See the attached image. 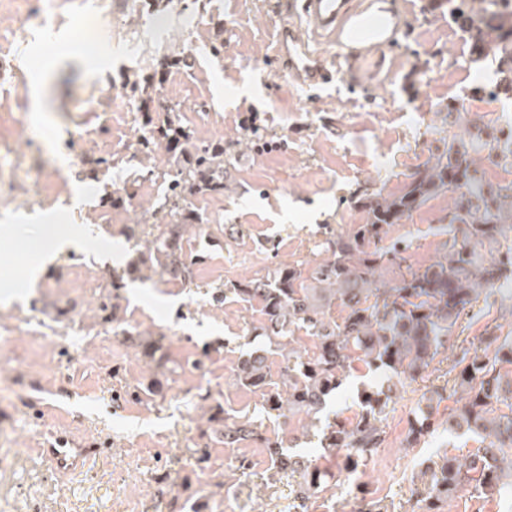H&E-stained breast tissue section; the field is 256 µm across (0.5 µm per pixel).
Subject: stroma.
Wrapping results in <instances>:
<instances>
[{
  "mask_svg": "<svg viewBox=\"0 0 512 512\" xmlns=\"http://www.w3.org/2000/svg\"><path fill=\"white\" fill-rule=\"evenodd\" d=\"M387 2L401 30L388 80L343 75L312 91L273 57L275 0H0L11 44L0 53V512H293L262 443L282 421L234 378L241 354L262 344L261 316L225 283L318 261L322 225L363 223L357 200L398 191L442 152L449 101L512 125V111L473 94L491 70L446 14L427 12V0ZM159 71L141 112L130 87ZM173 102L194 144L223 142L225 159L223 191L191 199L200 221L182 230L189 274L176 279L150 247L166 221L157 175L173 177L183 158L137 150ZM251 121L261 138L249 145ZM447 210L441 196L390 227L409 264L442 253ZM48 234L106 250L74 248L46 265ZM489 326L512 336V284L480 296L449 352L479 346ZM387 379L353 371L327 415L354 416L358 389ZM448 380L437 359L405 383L386 409L382 451L358 471L394 512H412L425 459L476 446L439 428L405 448ZM247 418L261 439L225 442V423ZM59 436L90 449L83 469L42 455Z\"/></svg>",
  "mask_w": 512,
  "mask_h": 512,
  "instance_id": "stroma-1",
  "label": "stroma"
}]
</instances>
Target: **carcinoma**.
I'll return each mask as SVG.
<instances>
[{
	"label": "carcinoma",
	"instance_id": "1",
	"mask_svg": "<svg viewBox=\"0 0 512 512\" xmlns=\"http://www.w3.org/2000/svg\"><path fill=\"white\" fill-rule=\"evenodd\" d=\"M428 10L448 13L466 36L472 55L489 60L495 97L512 98V0H428ZM172 115L142 140L144 148L162 144L172 153L186 154L193 145L191 130ZM447 136L442 153L419 165L395 193L360 199L365 222L344 233L325 232L319 244L325 257L312 266L280 263L260 278L225 288L241 301L261 306L260 335L270 346L287 351L279 380L267 370L258 351L241 356L237 380L268 391L266 406L277 416L304 415L321 421L327 400L346 379L351 365L386 369L387 389L358 394L361 410L352 418L337 417L322 425L320 458L336 463V471L318 460L290 451L293 440L267 443L271 466L291 477L293 508L303 512L308 502L327 488V480L347 483L382 448L386 408L407 379L413 380L446 348L448 333L480 295L512 274V180L492 182L482 162L489 160L512 170V126L479 124V119L455 105L448 106ZM172 207L167 231L152 240L163 272L186 276L177 241L184 224L195 220L189 197L224 190V145L195 148L169 185ZM448 196L442 223L448 239L444 253L428 265H407L400 278L377 284L375 273L386 262L402 264L410 245L387 241V229L402 224L426 203ZM314 341L312 350L293 346L294 333ZM485 348H465L450 359L460 390L455 407L441 423L452 433H470L483 444L467 456L447 451L430 467L426 488L416 491L419 512H443L455 494L469 488L480 496L512 495V339L485 330ZM433 412L415 420L406 449L435 429ZM254 424L224 425V442L254 436Z\"/></svg>",
	"mask_w": 512,
	"mask_h": 512
}]
</instances>
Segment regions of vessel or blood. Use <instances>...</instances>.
I'll return each instance as SVG.
<instances>
[{
  "instance_id": "vessel-or-blood-1",
  "label": "vessel or blood",
  "mask_w": 512,
  "mask_h": 512,
  "mask_svg": "<svg viewBox=\"0 0 512 512\" xmlns=\"http://www.w3.org/2000/svg\"><path fill=\"white\" fill-rule=\"evenodd\" d=\"M277 13L275 59L307 89L327 88L343 71L353 70L357 62L397 42L395 14L370 16L354 0H285ZM326 44L337 46V54L325 55ZM45 454L63 470L81 467L87 459L86 449L68 447L62 438Z\"/></svg>"
}]
</instances>
